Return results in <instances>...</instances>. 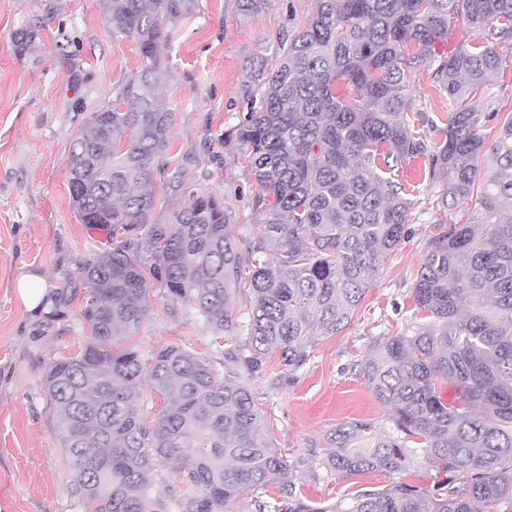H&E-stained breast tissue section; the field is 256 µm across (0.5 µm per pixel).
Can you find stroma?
<instances>
[{"label": "stroma", "instance_id": "obj_1", "mask_svg": "<svg viewBox=\"0 0 512 512\" xmlns=\"http://www.w3.org/2000/svg\"><path fill=\"white\" fill-rule=\"evenodd\" d=\"M314 0H268L257 15L239 0H198L194 13L178 22L159 92L174 114L167 167L185 165V181L223 197L235 221L240 247L253 237L258 193L224 132L246 113V68L280 62L283 32L302 29ZM38 29L24 51L16 35L29 23ZM82 64L73 67L60 50L65 39ZM142 58L134 42L113 37L99 0H0V512H81L71 487L73 473L56 433L44 393V374L55 360L76 355L90 330L74 302L64 320L45 326L41 314L19 301L14 283L29 274L52 288L79 275L84 262L108 252L105 230L80 223L70 204L67 161L73 139L90 111L111 104ZM79 80L83 109L71 103L67 85ZM409 94L425 112L424 139L441 142L438 128L450 110L422 67ZM478 206L454 208L416 203L407 235L367 288L351 324L334 336L316 337L310 358L298 370L268 359L256 376L241 375L252 391L275 445L293 465L295 492L310 512H334L361 490H384L388 475L330 472L324 461L327 437L356 421L395 434L390 410L380 404L359 374L378 342L411 333L413 287L438 234L455 224H473ZM149 311L126 336V345L150 355L182 345L224 365V342L204 320L173 304L151 287Z\"/></svg>", "mask_w": 512, "mask_h": 512}]
</instances>
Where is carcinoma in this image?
I'll use <instances>...</instances> for the list:
<instances>
[{
    "label": "carcinoma",
    "instance_id": "cac0c4a2",
    "mask_svg": "<svg viewBox=\"0 0 512 512\" xmlns=\"http://www.w3.org/2000/svg\"><path fill=\"white\" fill-rule=\"evenodd\" d=\"M196 2H101L112 36L135 41L143 68L111 105L90 113L67 162L80 222L123 237L55 287L45 311L50 324L81 299L90 328L85 347L44 375L78 504L83 512H167L152 494V475L155 461L174 459L182 512H224L241 496L253 512H305L283 505L295 494L290 465L236 376L259 374L273 353L296 370L315 337L350 325L415 205L385 168L426 155L436 205L453 207L477 192L482 222L455 224L432 240L413 288L414 314L428 323L379 343L360 373L397 430L421 438L424 458L446 479L426 490L399 480L411 447L353 422L329 438L328 469L381 470L398 480L333 512H477L480 503L512 512V215L502 213L512 203V113L480 112L474 100L503 62L497 48L512 45V0H315L305 29L283 35L277 70L250 71L245 95L259 93V105L224 132L259 189L252 207L263 210L244 250L229 232L223 197L185 187L182 166L160 185L154 177L173 122L158 93L161 54ZM452 18L480 32L483 44L433 69L432 87L454 110L441 143L430 144L404 121L424 111L408 95L409 78L431 61ZM343 82L356 92L352 103L336 95ZM490 121L498 129L489 143ZM161 191L184 197L165 224L151 221ZM151 278L229 342L224 373L177 345L147 359L114 350L147 314ZM239 288L251 294L243 344L230 307ZM146 367L162 399L148 423ZM440 379L453 385L456 402L441 401ZM270 485L280 498L267 494Z\"/></svg>",
    "mask_w": 512,
    "mask_h": 512
}]
</instances>
